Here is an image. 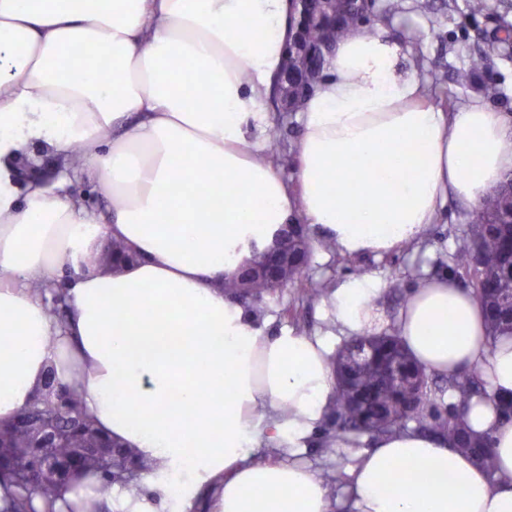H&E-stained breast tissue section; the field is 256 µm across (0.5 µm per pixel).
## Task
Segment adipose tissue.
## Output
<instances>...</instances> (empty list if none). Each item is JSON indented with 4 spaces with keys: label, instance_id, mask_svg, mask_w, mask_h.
Segmentation results:
<instances>
[{
    "label": "adipose tissue",
    "instance_id": "ef3b65f1",
    "mask_svg": "<svg viewBox=\"0 0 512 512\" xmlns=\"http://www.w3.org/2000/svg\"><path fill=\"white\" fill-rule=\"evenodd\" d=\"M291 0H0V422L39 395L49 364L138 460L121 512H329L327 486L296 461L335 389L327 338L267 335L224 280L298 216L348 256L418 241L454 198L478 207L512 171V122L481 101L446 113L402 71L383 26L339 42L298 112L292 179L266 155L264 103L292 37ZM51 147L52 183L20 186L16 161ZM92 171L90 214L69 187ZM133 262L87 259L112 240ZM65 280L68 320L42 295ZM383 283L352 277L328 326L376 327ZM397 332L427 374L474 367L487 398L467 423L494 472L431 436L378 438L349 471L353 512H512V338H489L481 304L451 276L407 295ZM274 444L286 458L254 464Z\"/></svg>",
    "mask_w": 512,
    "mask_h": 512
}]
</instances>
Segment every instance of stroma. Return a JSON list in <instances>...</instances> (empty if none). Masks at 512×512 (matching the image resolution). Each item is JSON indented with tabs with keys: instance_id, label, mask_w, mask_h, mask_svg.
Here are the masks:
<instances>
[{
	"instance_id": "stroma-1",
	"label": "stroma",
	"mask_w": 512,
	"mask_h": 512,
	"mask_svg": "<svg viewBox=\"0 0 512 512\" xmlns=\"http://www.w3.org/2000/svg\"><path fill=\"white\" fill-rule=\"evenodd\" d=\"M374 11L384 15L391 33L412 38L419 45V53L407 54L402 66L424 80L432 104L442 108L451 100L459 106L477 96L476 85H460L457 73L467 68L473 58L483 55L503 89L492 106L512 119V42H499L492 47L486 44L496 26H512V0H489L487 14L476 17L469 15L465 0H375ZM470 212L467 204L449 202L436 224L431 225L425 243L409 251L382 257H349L314 250L308 267L309 279L333 285L362 271L385 283L399 277L407 286L422 276L450 272L460 284H467L464 269L453 262V252L456 238L469 225ZM250 309L268 321V330L273 334L288 328L308 334L319 332L325 314L323 304H301L294 288L266 295L261 302L251 304ZM323 439V432H315L312 447L300 451L298 458L318 470L333 496L341 498L346 494L348 468L359 452L370 447L373 438L362 434L357 441H342L331 448L323 447Z\"/></svg>"
}]
</instances>
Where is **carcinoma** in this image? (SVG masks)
I'll use <instances>...</instances> for the list:
<instances>
[{
    "instance_id": "cac0c4a2",
    "label": "carcinoma",
    "mask_w": 512,
    "mask_h": 512,
    "mask_svg": "<svg viewBox=\"0 0 512 512\" xmlns=\"http://www.w3.org/2000/svg\"><path fill=\"white\" fill-rule=\"evenodd\" d=\"M313 2L317 12L324 11L327 3L335 7L336 27L311 23L303 36L307 46L335 45L363 32L367 15L358 11L353 0ZM511 237L509 175L471 211L470 226L456 238L454 249L456 263L467 268L472 276L475 296L484 306L493 339L504 334L512 336V248L508 246ZM311 251V240L305 231L300 250L288 265L287 276L289 285L301 287V300L308 305L326 299L329 294L324 284L303 287ZM244 288L260 298L275 291L279 284L265 275L246 280L242 271L224 282V293L233 298ZM361 341L379 350L382 358L398 360L410 372L425 375L397 335L361 336L346 343L334 360L336 389L326 412L340 433L367 432L378 437L404 430L413 423L416 430L453 443L479 466L494 469L490 438L473 432L465 420L470 398L487 395L481 369L473 368L446 379L448 391L458 397L446 416L434 403L436 393L429 381H423L420 388L394 385L385 377L380 362L368 364L356 373L355 384L362 391V401L356 403L342 365L348 352ZM44 388L27 415L19 414L11 423L0 425V473L10 475L12 486L8 498L0 504V512H60L58 504L65 500L74 474L97 476L99 482L68 503L66 512H109L112 484L135 486L144 464L95 426L84 412L82 391L63 382L55 369H48Z\"/></svg>"
}]
</instances>
